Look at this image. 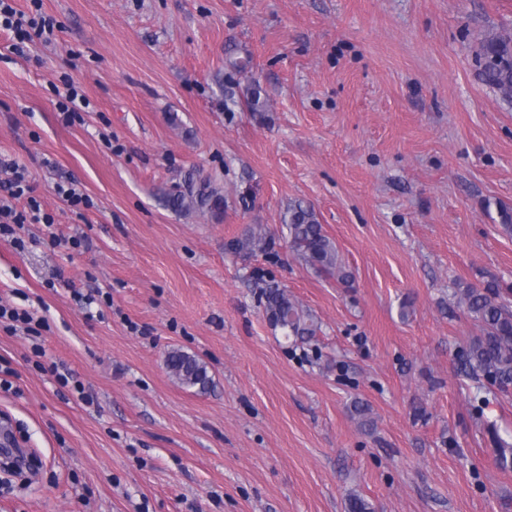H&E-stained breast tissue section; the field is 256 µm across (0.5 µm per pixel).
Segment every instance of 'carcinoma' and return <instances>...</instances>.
<instances>
[{"label":"carcinoma","instance_id":"cac0c4a2","mask_svg":"<svg viewBox=\"0 0 512 512\" xmlns=\"http://www.w3.org/2000/svg\"><path fill=\"white\" fill-rule=\"evenodd\" d=\"M485 82L512 100V34L500 35L482 45ZM240 106L254 116H262L268 100L256 83L240 89V82L224 83V106ZM166 206L179 214L208 211L215 216L224 212L223 191L205 178L190 182L186 188L168 192ZM288 245L292 254L322 275L347 282L350 274L335 243L324 233L313 207L296 203L287 210ZM265 313L271 326L300 341L319 330L314 318L286 290L268 285L262 288ZM459 305L477 325L481 335L473 339L465 352L463 372L471 377H486L499 388L512 386V288L493 280L483 286L460 291ZM171 376L182 386L208 390L213 379L207 364L194 354L172 349L165 359Z\"/></svg>","mask_w":512,"mask_h":512}]
</instances>
